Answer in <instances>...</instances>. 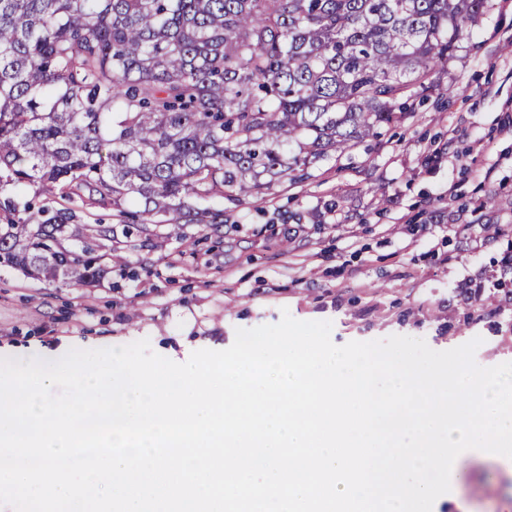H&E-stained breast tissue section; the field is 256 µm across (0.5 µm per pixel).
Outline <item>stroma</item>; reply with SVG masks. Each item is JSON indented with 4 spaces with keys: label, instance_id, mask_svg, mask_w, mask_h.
Returning <instances> with one entry per match:
<instances>
[{
    "label": "stroma",
    "instance_id": "obj_1",
    "mask_svg": "<svg viewBox=\"0 0 512 512\" xmlns=\"http://www.w3.org/2000/svg\"><path fill=\"white\" fill-rule=\"evenodd\" d=\"M440 82L380 137L264 198L211 199L220 228L121 238L120 263L95 285L1 267L0 357L146 339L183 363L287 312L331 322L338 346L401 335L444 351L478 337L477 364L512 362V0H490ZM461 497L512 512V480L478 464L441 500Z\"/></svg>",
    "mask_w": 512,
    "mask_h": 512
}]
</instances>
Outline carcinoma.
I'll return each instance as SVG.
<instances>
[{
  "instance_id": "cac0c4a2",
  "label": "carcinoma",
  "mask_w": 512,
  "mask_h": 512,
  "mask_svg": "<svg viewBox=\"0 0 512 512\" xmlns=\"http://www.w3.org/2000/svg\"><path fill=\"white\" fill-rule=\"evenodd\" d=\"M486 0H0V266L96 283L114 228L78 199L222 224L316 161L381 135L435 87ZM26 217H20V213Z\"/></svg>"
}]
</instances>
